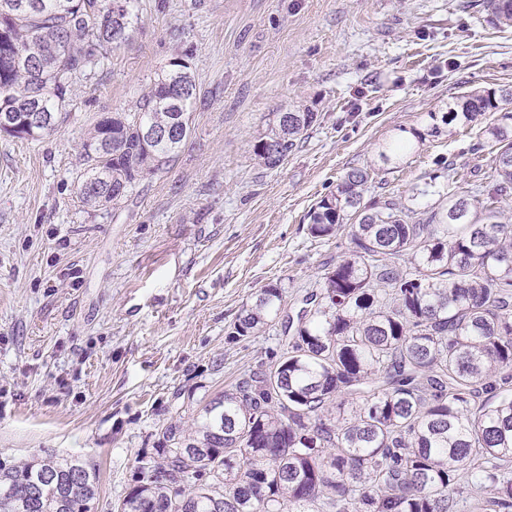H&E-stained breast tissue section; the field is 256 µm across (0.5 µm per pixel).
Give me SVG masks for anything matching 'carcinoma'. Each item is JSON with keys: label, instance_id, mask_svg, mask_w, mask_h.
Segmentation results:
<instances>
[{"label": "carcinoma", "instance_id": "carcinoma-1", "mask_svg": "<svg viewBox=\"0 0 512 512\" xmlns=\"http://www.w3.org/2000/svg\"><path fill=\"white\" fill-rule=\"evenodd\" d=\"M135 0H0V135L56 127L74 84L125 43ZM512 27V0H486ZM194 75L182 59L137 110L99 117L82 144L79 186L92 208L117 207L164 171L192 132ZM41 112L46 126L20 121ZM430 133L478 129L489 185L448 194L424 218L392 199L364 201L371 167L350 169L308 212L312 236L350 230L352 253L325 270L308 318L284 325L279 359L243 374L186 428L161 429L136 459L117 512H512V88L473 89L429 113ZM317 121L308 105L273 113L254 145L262 167L288 159ZM173 129V143L148 130ZM278 147L271 154L268 146ZM283 289L261 288L230 338L266 331ZM99 472L80 456L0 458V512H93Z\"/></svg>", "mask_w": 512, "mask_h": 512}]
</instances>
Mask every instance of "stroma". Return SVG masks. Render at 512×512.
I'll list each match as a JSON object with an SVG mask.
<instances>
[{
    "label": "stroma",
    "mask_w": 512,
    "mask_h": 512,
    "mask_svg": "<svg viewBox=\"0 0 512 512\" xmlns=\"http://www.w3.org/2000/svg\"><path fill=\"white\" fill-rule=\"evenodd\" d=\"M483 3L138 0L129 39L77 81L54 131L0 135V453L94 461L95 510L113 512L163 425H190L278 354L276 323L229 339L242 305L273 283L297 314L349 255L348 232L316 238L307 219L347 171L371 166L369 198L420 213L488 181L474 135L428 133L461 93L512 87V28L488 25ZM177 57L199 88L190 138L118 208L86 206L88 130L134 110ZM295 102L318 121L262 169L257 137ZM413 129L423 143L402 140ZM383 143L400 168L379 159Z\"/></svg>",
    "instance_id": "35a3bbf8"
}]
</instances>
